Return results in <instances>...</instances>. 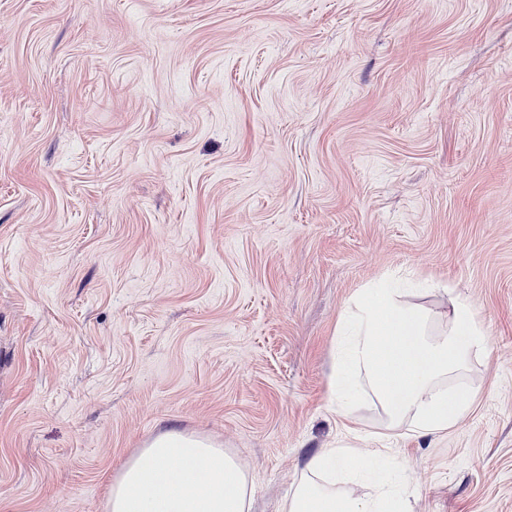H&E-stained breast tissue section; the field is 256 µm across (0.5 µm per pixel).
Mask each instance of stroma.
<instances>
[{"mask_svg": "<svg viewBox=\"0 0 512 512\" xmlns=\"http://www.w3.org/2000/svg\"><path fill=\"white\" fill-rule=\"evenodd\" d=\"M397 270L489 332L432 438L330 396ZM176 428L278 512L323 448L512 512V0H0V512H107Z\"/></svg>", "mask_w": 512, "mask_h": 512, "instance_id": "stroma-1", "label": "stroma"}]
</instances>
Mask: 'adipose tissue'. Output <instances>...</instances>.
I'll return each instance as SVG.
<instances>
[{
  "mask_svg": "<svg viewBox=\"0 0 512 512\" xmlns=\"http://www.w3.org/2000/svg\"><path fill=\"white\" fill-rule=\"evenodd\" d=\"M397 273L359 288L333 340L329 387L336 412L352 425L355 405L382 411L386 428L438 437L463 418L472 390L461 376L484 356L489 336L467 298L453 295L437 316ZM362 475L365 462L347 447L323 448L280 512H407L411 491L371 474L373 494L357 497L337 469ZM252 482L238 459L211 439L166 431L128 458L112 478L108 512H251Z\"/></svg>",
  "mask_w": 512,
  "mask_h": 512,
  "instance_id": "obj_1",
  "label": "adipose tissue"
}]
</instances>
